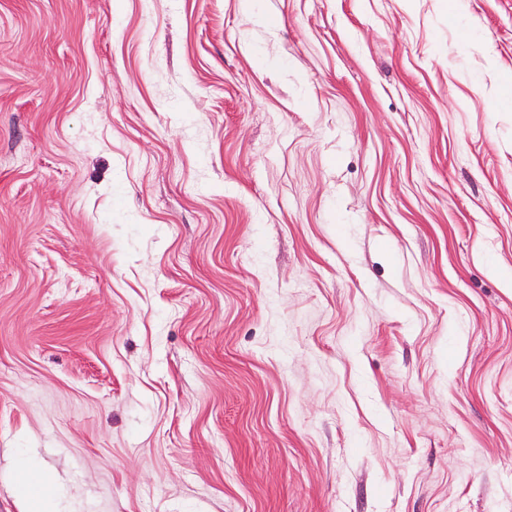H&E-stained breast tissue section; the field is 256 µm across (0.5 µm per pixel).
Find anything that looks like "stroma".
<instances>
[{
	"mask_svg": "<svg viewBox=\"0 0 512 512\" xmlns=\"http://www.w3.org/2000/svg\"><path fill=\"white\" fill-rule=\"evenodd\" d=\"M509 74L512 0H0V512H512ZM19 470L24 477V482L27 483L31 488V491L33 493L31 500L38 504V508H35L32 511H46L43 510V503L47 496L48 485L51 482L50 477L45 473L34 470L27 463L24 462L20 463Z\"/></svg>",
	"mask_w": 512,
	"mask_h": 512,
	"instance_id": "35a3bbf8",
	"label": "stroma"
}]
</instances>
